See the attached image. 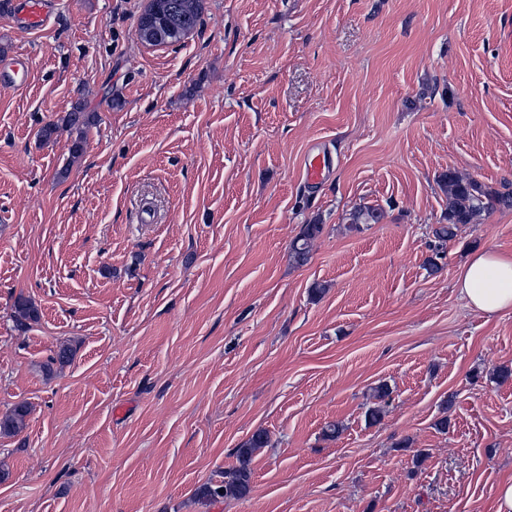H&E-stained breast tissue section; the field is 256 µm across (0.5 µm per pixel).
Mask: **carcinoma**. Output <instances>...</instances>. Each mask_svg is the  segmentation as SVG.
Instances as JSON below:
<instances>
[{
  "instance_id": "carcinoma-1",
  "label": "carcinoma",
  "mask_w": 512,
  "mask_h": 512,
  "mask_svg": "<svg viewBox=\"0 0 512 512\" xmlns=\"http://www.w3.org/2000/svg\"><path fill=\"white\" fill-rule=\"evenodd\" d=\"M204 9V0H149L138 20V35L150 45L173 44L181 41L200 25ZM96 115L75 108L55 121L45 123L39 130L44 142L54 139L60 131L66 130L74 135L71 146L72 157L80 156L84 151L87 129L94 124ZM442 182L448 192V223L439 224L432 230L434 238L433 255L427 260L430 271L441 269L439 259L444 256V248L456 236L457 226L469 224L474 217L496 207L512 208V191H489L482 183L472 178H464L454 170L442 176ZM381 218V210L371 206H360L349 213L348 229L360 231L367 224H376ZM323 225L304 224L290 244V255L295 263L302 265L309 257L310 243L321 234ZM40 312L34 303L24 297H18L14 303L13 318L20 327L38 321ZM72 347L62 344L49 357L44 365L47 373L53 366H63L71 361ZM391 389L388 384L380 383L373 388L375 406L366 411V421L374 425L379 423L390 403ZM29 407L19 403L0 418V434L16 435L26 425ZM269 443L267 432L260 430L252 434L239 448L236 454L239 465L224 472V480L218 484L206 483L197 491V496L206 501L217 498H241L250 491L251 470L249 464L254 453Z\"/></svg>"
}]
</instances>
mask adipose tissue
<instances>
[{"instance_id":"adipose-tissue-1","label":"adipose tissue","mask_w":512,"mask_h":512,"mask_svg":"<svg viewBox=\"0 0 512 512\" xmlns=\"http://www.w3.org/2000/svg\"><path fill=\"white\" fill-rule=\"evenodd\" d=\"M455 286L468 305L486 315L512 310V254L472 252L463 263Z\"/></svg>"}]
</instances>
